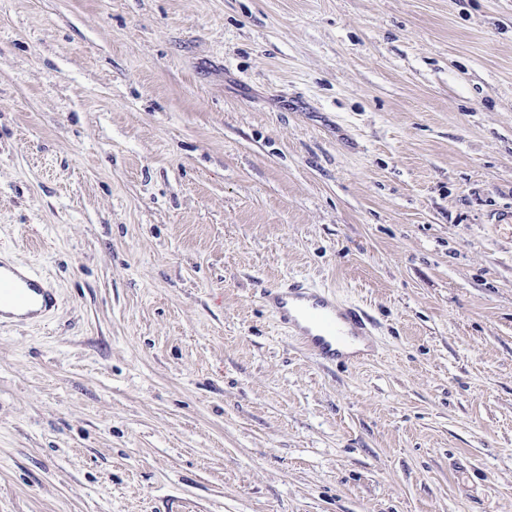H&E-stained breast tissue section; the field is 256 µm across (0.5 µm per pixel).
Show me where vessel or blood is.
Masks as SVG:
<instances>
[{"label": "vessel or blood", "mask_w": 512, "mask_h": 512, "mask_svg": "<svg viewBox=\"0 0 512 512\" xmlns=\"http://www.w3.org/2000/svg\"><path fill=\"white\" fill-rule=\"evenodd\" d=\"M277 323L321 363L339 358L347 337L369 339L371 322L357 307H341L331 290L296 282L264 296ZM56 303L55 293L32 269L0 258V322L26 321L44 315Z\"/></svg>", "instance_id": "1"}]
</instances>
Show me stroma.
Masks as SVG:
<instances>
[{"mask_svg":"<svg viewBox=\"0 0 512 512\" xmlns=\"http://www.w3.org/2000/svg\"><path fill=\"white\" fill-rule=\"evenodd\" d=\"M503 211L512 0H0V512H512ZM55 303L54 291L37 273L0 257V323L38 318ZM264 299L277 323L317 361L333 363L343 356L354 362L364 359L358 351L345 356L336 345L349 336L370 341V319L358 307H339L331 290L294 282L286 289L267 291Z\"/></svg>","mask_w":512,"mask_h":512,"instance_id":"stroma-1","label":"stroma"}]
</instances>
